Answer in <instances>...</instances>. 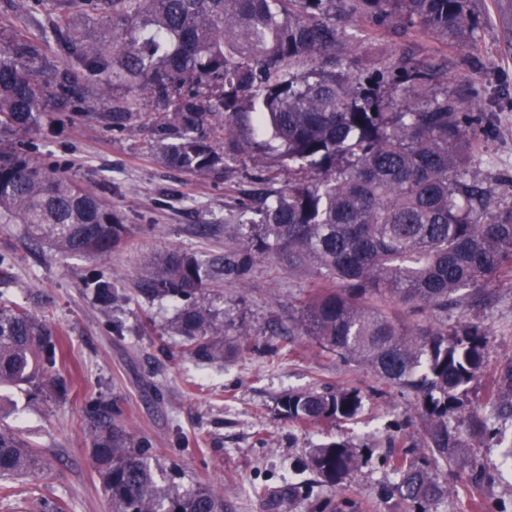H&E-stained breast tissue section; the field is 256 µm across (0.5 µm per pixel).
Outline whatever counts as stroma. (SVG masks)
Instances as JSON below:
<instances>
[{"instance_id": "35a3bbf8", "label": "stroma", "mask_w": 512, "mask_h": 512, "mask_svg": "<svg viewBox=\"0 0 512 512\" xmlns=\"http://www.w3.org/2000/svg\"><path fill=\"white\" fill-rule=\"evenodd\" d=\"M479 26L467 47L410 34L393 36L374 28L364 52L383 67L402 52L431 58L448 68V89L479 96L473 138L474 171L496 196H512V0H471ZM19 149L67 170L101 192L132 230L128 242L97 257L66 256L35 244L13 225L0 224V253L11 256L0 273V290L28 306L60 334L63 351L56 376L71 384L68 398H33L27 387L0 389V415L38 443L53 466L39 478L18 485L15 497L0 499V512H39V498L63 499L68 512H110L96 479L86 433L84 400L105 395L117 401L122 423L154 446L151 465L159 483L189 491L210 485L224 493L228 512H309L310 501L281 507L283 490L314 476L303 464L315 445L344 436L357 445L383 449L388 440L419 439L420 425L409 398L399 390L381 391L366 370L321 351L307 336L294 337L288 356L264 352L274 325L297 317L310 288L307 275L289 272L272 257L256 258L246 283L208 289L203 301L227 325H244L258 351L249 360L201 361L182 352V340L169 325L177 312L172 299L148 300L135 282L140 259L177 249L188 254H219L238 247L233 227L243 204L261 185L259 176L277 166L274 151H250L221 174L188 175L163 166L154 141L144 133L115 132L78 119H45L16 137ZM204 224L211 233H201ZM95 272L128 297L119 317L122 332L108 329L84 282ZM490 302L453 314L474 321L489 334L484 373L470 395L482 407L499 367L512 359V274L493 283ZM350 385L364 397L356 422L298 429L282 416L280 397L291 390ZM497 469L493 487L462 486V466H439L448 494L432 512H475L476 505L512 504V459L499 447L476 451ZM393 477L372 458L343 489L360 512H400L397 498L382 491ZM265 486L266 497L252 494Z\"/></svg>"}]
</instances>
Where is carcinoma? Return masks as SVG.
<instances>
[{
  "instance_id": "1",
  "label": "carcinoma",
  "mask_w": 512,
  "mask_h": 512,
  "mask_svg": "<svg viewBox=\"0 0 512 512\" xmlns=\"http://www.w3.org/2000/svg\"><path fill=\"white\" fill-rule=\"evenodd\" d=\"M75 12L107 27L90 39L59 0H20L46 21L39 34L15 33L0 47V135L26 132L53 110L112 131H132L139 98L161 107L154 120L160 161L186 174L237 160L224 152L238 118L253 114L267 145L288 167L258 218L237 225L240 247L220 255L171 251L147 257L137 288L181 307L170 332L184 352L214 361L256 352L246 327L224 321L198 297L243 282L257 256L304 272L311 288L290 336H311L324 351L411 394L420 444L393 441L382 456L397 476L403 512H430L448 494L435 465L465 459L464 436L493 442L512 420V360L490 383L482 416L464 398L481 377L488 344L473 322L448 329L441 317L478 301L512 270V200H496L473 174L472 127L478 93L448 94V72L398 58L360 67L371 27L419 33L464 48L478 21L470 0H72ZM117 85L129 93L116 98ZM0 224L59 254H105L128 236L112 205L93 189L18 150H0ZM94 288L109 328L122 296L99 275ZM61 345L37 314L0 291V388L27 385L69 394L50 372ZM300 427L357 418L352 386L288 392L278 402ZM94 471L110 512H226L211 487L181 493L158 484L152 443L116 423L120 407L84 403ZM345 438L313 448L307 468L329 492L311 512H357L335 492L371 460ZM41 449L0 423V490L42 471ZM467 480H494L478 459Z\"/></svg>"
}]
</instances>
